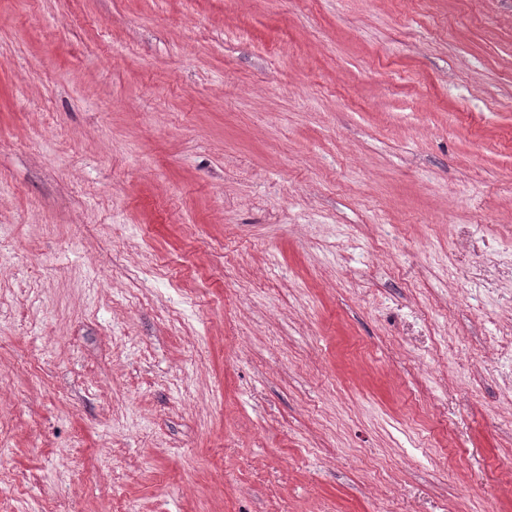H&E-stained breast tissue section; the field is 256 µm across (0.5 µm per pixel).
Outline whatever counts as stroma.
<instances>
[{
	"label": "stroma",
	"instance_id": "35a3bbf8",
	"mask_svg": "<svg viewBox=\"0 0 512 512\" xmlns=\"http://www.w3.org/2000/svg\"><path fill=\"white\" fill-rule=\"evenodd\" d=\"M512 0H0V512H512Z\"/></svg>",
	"mask_w": 512,
	"mask_h": 512
}]
</instances>
